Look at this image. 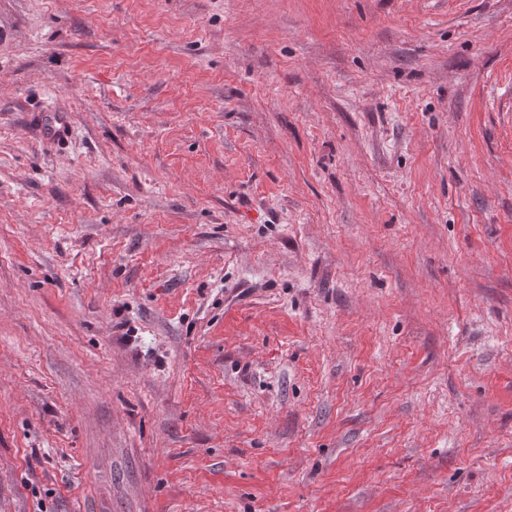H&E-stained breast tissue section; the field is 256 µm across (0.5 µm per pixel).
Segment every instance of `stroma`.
<instances>
[{
	"label": "stroma",
	"instance_id": "1",
	"mask_svg": "<svg viewBox=\"0 0 512 512\" xmlns=\"http://www.w3.org/2000/svg\"><path fill=\"white\" fill-rule=\"evenodd\" d=\"M0 512H512V0H0Z\"/></svg>",
	"mask_w": 512,
	"mask_h": 512
}]
</instances>
